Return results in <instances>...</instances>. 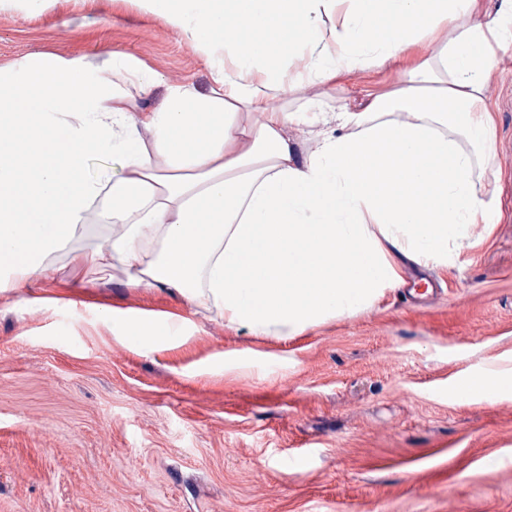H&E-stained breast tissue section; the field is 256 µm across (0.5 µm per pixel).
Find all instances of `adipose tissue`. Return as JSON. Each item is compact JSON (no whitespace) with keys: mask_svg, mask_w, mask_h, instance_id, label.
<instances>
[{"mask_svg":"<svg viewBox=\"0 0 512 512\" xmlns=\"http://www.w3.org/2000/svg\"><path fill=\"white\" fill-rule=\"evenodd\" d=\"M199 50L212 86L161 84L125 54L0 69V294L52 270L92 223L87 271L179 292L212 321L285 339L369 307L398 263L444 266L493 221L476 188L495 153L492 44L512 0H136ZM395 64L403 85L355 101L338 80ZM318 87L297 109L289 89ZM317 127L299 156L288 136ZM111 152L121 174L86 176Z\"/></svg>","mask_w":512,"mask_h":512,"instance_id":"obj_1","label":"adipose tissue"}]
</instances>
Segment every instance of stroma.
Wrapping results in <instances>:
<instances>
[{"label": "stroma", "instance_id": "1", "mask_svg": "<svg viewBox=\"0 0 512 512\" xmlns=\"http://www.w3.org/2000/svg\"><path fill=\"white\" fill-rule=\"evenodd\" d=\"M123 53L202 92L196 48L135 0H0V67ZM488 103L495 221L445 267L277 339L182 296L88 273L83 249L0 296V512H512V394L458 399L512 369V48ZM148 316L162 349L103 321Z\"/></svg>", "mask_w": 512, "mask_h": 512}]
</instances>
